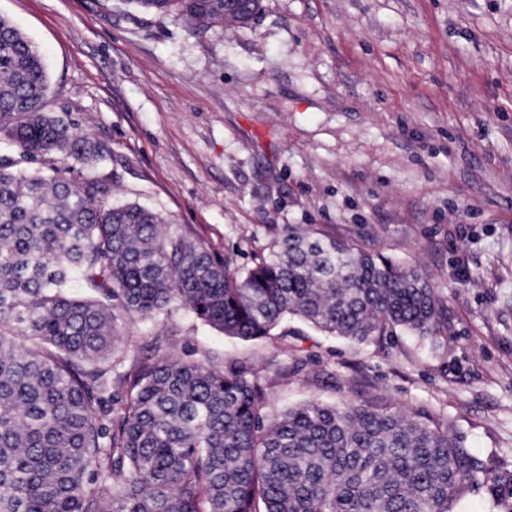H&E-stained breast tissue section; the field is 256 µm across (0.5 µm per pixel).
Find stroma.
Wrapping results in <instances>:
<instances>
[{
    "label": "stroma",
    "instance_id": "35a3bbf8",
    "mask_svg": "<svg viewBox=\"0 0 512 512\" xmlns=\"http://www.w3.org/2000/svg\"><path fill=\"white\" fill-rule=\"evenodd\" d=\"M0 16L41 53L47 110L110 145L112 201L240 270L272 228L326 231L421 268L447 305L435 345L293 317L243 341L175 309L119 322L117 357L159 343L246 366L268 421L309 400L424 408L512 469V0H262L233 30L120 0H0Z\"/></svg>",
    "mask_w": 512,
    "mask_h": 512
}]
</instances>
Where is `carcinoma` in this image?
<instances>
[{
	"label": "carcinoma",
	"instance_id": "obj_1",
	"mask_svg": "<svg viewBox=\"0 0 512 512\" xmlns=\"http://www.w3.org/2000/svg\"><path fill=\"white\" fill-rule=\"evenodd\" d=\"M224 25V0H121ZM33 42L0 16V512H456L473 485L498 501L512 472L448 436V419L377 401H308L272 423L265 388L163 346L115 372L118 321L181 307L244 341L290 317L367 342L400 328L435 345L444 301L422 273L290 225L231 269L189 228L109 204L90 172L110 146L46 110ZM95 296L71 295L75 283Z\"/></svg>",
	"mask_w": 512,
	"mask_h": 512
}]
</instances>
